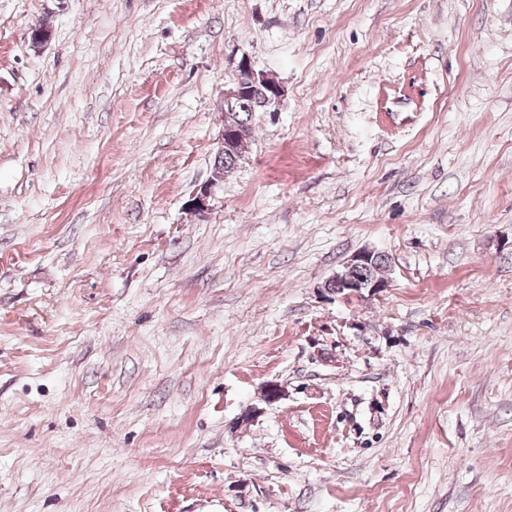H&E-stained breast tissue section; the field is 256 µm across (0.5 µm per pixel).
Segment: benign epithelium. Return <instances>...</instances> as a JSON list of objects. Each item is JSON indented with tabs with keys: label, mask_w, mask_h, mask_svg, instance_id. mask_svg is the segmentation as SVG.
<instances>
[{
	"label": "benign epithelium",
	"mask_w": 512,
	"mask_h": 512,
	"mask_svg": "<svg viewBox=\"0 0 512 512\" xmlns=\"http://www.w3.org/2000/svg\"><path fill=\"white\" fill-rule=\"evenodd\" d=\"M265 89L262 107L265 112H276L284 95L283 87L267 74L254 68L249 57L243 56L237 64V77L233 86L224 91L221 103V130L216 138V154L235 157L245 153L248 141V125L229 123V115L237 111V106L246 95L249 88ZM224 180V172L220 168L211 171L210 179L197 186L187 201L188 207L199 213L209 210L210 199L214 195L216 187ZM383 256L376 250L363 249L353 254L342 267L331 276L322 287V291L329 296H337L344 299H362L376 296L388 288V281H370L360 272L369 268L374 260ZM284 396L281 385L275 381L268 382L261 391L260 400L272 405L279 402Z\"/></svg>",
	"instance_id": "obj_1"
}]
</instances>
